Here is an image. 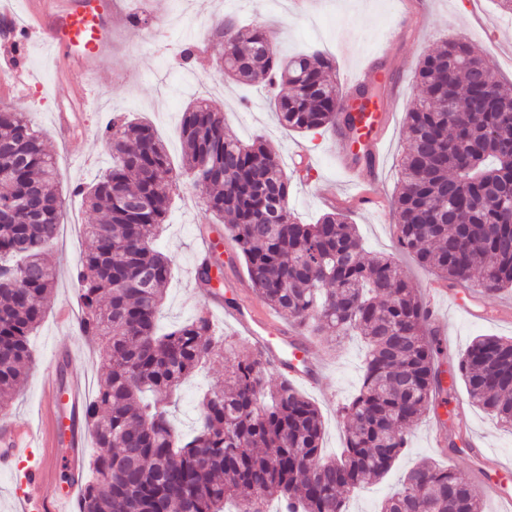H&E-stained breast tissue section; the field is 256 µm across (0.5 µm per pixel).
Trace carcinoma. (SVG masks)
Returning a JSON list of instances; mask_svg holds the SVG:
<instances>
[{"instance_id": "obj_1", "label": "carcinoma", "mask_w": 512, "mask_h": 512, "mask_svg": "<svg viewBox=\"0 0 512 512\" xmlns=\"http://www.w3.org/2000/svg\"><path fill=\"white\" fill-rule=\"evenodd\" d=\"M224 74L271 91L286 127L336 128L343 96L323 52L283 55L275 32H241L219 20ZM488 62L450 36L426 53L415 74L419 96L406 114L394 200L397 244L441 281L492 297L512 287V83L484 78ZM183 173L206 209L228 217L255 292L305 332L329 343L354 334L366 344L358 394L341 410L345 444L322 454L323 419L283 382L269 387L260 354L229 359L226 385L198 403L199 426L185 438L172 423L170 395L220 347L211 320L158 326L171 260L155 246L176 175L151 125L122 114L103 131L111 165L76 193L103 219L86 225L77 287L82 336L102 345L106 370L84 407L94 441L78 512H346L344 494L383 479L411 429L463 380L471 401L512 429V339L479 336L444 382L437 335L418 292L389 255L372 254L341 210L314 224L288 209L291 179L257 137H230L224 113L193 100L180 121ZM56 160L44 136L15 108L0 107V411L33 361L30 337L42 323L55 270L45 255L60 231ZM126 197L145 206L131 210ZM381 512H483L454 469L421 460Z\"/></svg>"}]
</instances>
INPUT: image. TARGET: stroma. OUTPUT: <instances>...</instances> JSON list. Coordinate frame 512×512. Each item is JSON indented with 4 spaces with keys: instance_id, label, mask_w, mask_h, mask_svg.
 Returning <instances> with one entry per match:
<instances>
[{
    "instance_id": "stroma-1",
    "label": "stroma",
    "mask_w": 512,
    "mask_h": 512,
    "mask_svg": "<svg viewBox=\"0 0 512 512\" xmlns=\"http://www.w3.org/2000/svg\"><path fill=\"white\" fill-rule=\"evenodd\" d=\"M400 0H311L305 12H296L290 0H115L112 52L102 60L94 77L93 95L86 105L71 104L68 87L57 84L55 69H66V59H52L40 38L28 42L29 74L20 86L15 108L27 112L45 136L48 149L58 162L57 189L64 202L61 222L63 237L54 245L50 259L56 284L46 305V316L32 338L33 361L26 385L9 406L18 421L36 422L41 402L39 376L52 351L66 353L67 376L87 380L97 386L101 360L95 345L80 336L75 321L65 314L79 305L73 270L85 248V226L95 221L72 193L76 185L90 182L110 163L101 138L102 127L113 114L128 113L149 121L165 142L173 162H180L182 143L177 125L180 112L193 97L206 98L224 114L228 135L249 140H266L283 163L293 152L311 157L315 167L309 180H292L288 205L302 223H314L329 211L330 198L344 202L351 223L356 224L368 252L393 256L408 273L416 290L436 281V274L420 265L412 254L399 250L391 203L397 192V165L405 145V115L417 101L416 68L425 53L440 46L448 34L466 38L475 53L494 66L500 78L512 81V17L501 12L495 0H480L475 21H466L456 0H412L406 21H399ZM162 16L153 40L139 37L131 20L137 16ZM233 16L247 22L269 24L277 35L281 53L292 55L319 49L331 54L336 63V85L349 93L348 82L360 66L377 53L391 29L403 24L391 53L379 58L385 73L382 99H393L394 120L386 131L385 152L380 165L383 175L374 193L383 209L348 201L350 189L336 162V141L330 133H299L283 126L269 104L266 91L224 81L222 45L212 39L211 26ZM199 44L201 52L194 66L180 64L178 52L185 42ZM72 108L83 129L61 147L53 128L56 109ZM212 233L222 239L215 249L224 263L223 286L226 298L246 301L257 309L266 304L253 291L245 262L228 237L222 221L206 212L187 178H180L173 195L171 212L159 248L172 260V276L166 291L159 324L167 329L188 321L203 310L207 299L195 279L202 236ZM447 339L452 352L445 358L449 368L457 367L462 354L479 336L512 337V324L471 319L462 313L443 312ZM324 371L316 386L301 392L319 408L324 420L325 455H336L344 443L339 408L359 391L364 345L350 337L337 348L317 347ZM225 359L211 358L186 380L174 395V425L186 436L197 428L194 410L198 395L224 379ZM452 400L467 403L464 413H451L447 425L454 430L483 436L490 448L512 459V430L499 426L495 418L467 401L464 384H457ZM432 415H425L409 435L404 455L379 483L370 485L347 499L348 512H377L380 499L398 483L401 475L416 462L430 458L448 464L463 479H470L472 461L467 457L448 458L431 438Z\"/></svg>"
}]
</instances>
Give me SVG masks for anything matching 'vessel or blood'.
Segmentation results:
<instances>
[{"label":"vessel or blood","mask_w":512,"mask_h":512,"mask_svg":"<svg viewBox=\"0 0 512 512\" xmlns=\"http://www.w3.org/2000/svg\"><path fill=\"white\" fill-rule=\"evenodd\" d=\"M33 30L41 33L55 56L70 58L73 67L70 80L86 85L88 77L112 50L111 0H26V21L24 25L14 26L15 40L9 46L8 70L13 76L23 77L28 73L26 64L19 58L17 38ZM389 119L385 111L370 114L364 127L365 141L359 148L353 145L344 127H337L334 134L336 159L357 188L358 200L367 204L372 198L365 187L378 177ZM213 307L225 310L242 332L278 366L282 376L296 383L313 385L318 382L322 365L312 344L298 335L293 326L265 313L244 315L239 310L224 308L218 300ZM62 359V354H53L42 373L45 423L38 426L11 421L0 423V471L14 472L17 461L22 459L30 463L22 481V512H71L73 500L81 492L79 473L87 430L85 425L74 422L73 416L84 403L86 391L81 380H63ZM60 438L68 444L69 454L64 466L72 478L63 491L48 498L42 488L57 480L54 461L56 441ZM465 446L479 479L478 491L492 495L500 504L501 512H512V492L496 479L498 473L511 471L512 463L497 459L480 437L466 435Z\"/></svg>","instance_id":"obj_1"}]
</instances>
